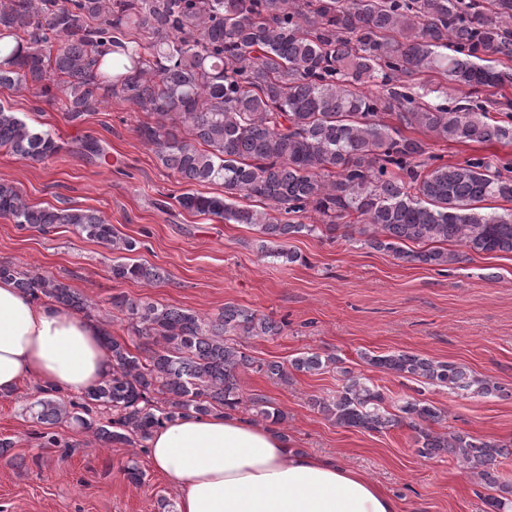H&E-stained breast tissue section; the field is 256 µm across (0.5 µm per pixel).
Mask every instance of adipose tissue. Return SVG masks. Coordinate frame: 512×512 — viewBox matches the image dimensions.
Listing matches in <instances>:
<instances>
[{
	"instance_id": "1",
	"label": "adipose tissue",
	"mask_w": 512,
	"mask_h": 512,
	"mask_svg": "<svg viewBox=\"0 0 512 512\" xmlns=\"http://www.w3.org/2000/svg\"><path fill=\"white\" fill-rule=\"evenodd\" d=\"M112 375L98 326L0 279V396L29 380L80 395ZM152 466L180 491L177 512H396L360 471L290 448L275 428L215 412L163 422L148 441Z\"/></svg>"
}]
</instances>
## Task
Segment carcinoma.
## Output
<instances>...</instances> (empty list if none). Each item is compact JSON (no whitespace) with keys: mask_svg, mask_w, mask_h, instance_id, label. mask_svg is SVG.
<instances>
[{"mask_svg":"<svg viewBox=\"0 0 512 512\" xmlns=\"http://www.w3.org/2000/svg\"><path fill=\"white\" fill-rule=\"evenodd\" d=\"M512 0H0V87L37 89L71 123L119 97L144 113L136 127L161 164L188 184L220 181L224 194L189 191L175 197L191 213L229 224H250L258 250L288 262L301 255L273 240L318 236L340 226L363 245L398 259L443 266L461 260L444 248L512 252V209L490 212L488 199L512 202V161L495 155L433 165L440 156L413 133L436 143H512V114L490 118L512 102L483 97L512 83ZM424 73L468 88L453 107L432 99L448 89ZM0 147L26 161H43L61 146L50 132L30 127L0 103ZM76 147L91 160L106 156L100 141ZM243 194L261 204H236ZM321 223L305 224L308 214ZM0 215L47 233L68 224L112 252L136 244L116 234L97 212L29 204L18 188L0 182ZM408 243L423 246L405 250ZM0 277L36 298L88 312L91 304L61 280L23 275L0 265ZM112 277L161 281L153 267L115 260ZM113 305L143 339L140 352L102 330L112 377L77 401L41 388L29 404L40 423L71 419L104 446L148 440L152 429L189 411L206 416L244 402L239 375L254 360L237 336H273L281 325L236 305L215 318L126 297ZM360 358L373 368L427 384L487 396L491 378L453 363L410 352ZM334 355L305 352L289 365L315 374L336 365ZM336 394L311 398L321 413L347 428L383 432L406 426L418 453H448L466 475L491 492L493 512L512 510V484L500 479L507 444L433 425L447 410L407 398L391 413L370 379L341 370ZM257 414L274 424L282 413L261 398ZM112 421L86 418L92 408Z\"/></svg>","mask_w":512,"mask_h":512,"instance_id":"cac0c4a2","label":"carcinoma"}]
</instances>
